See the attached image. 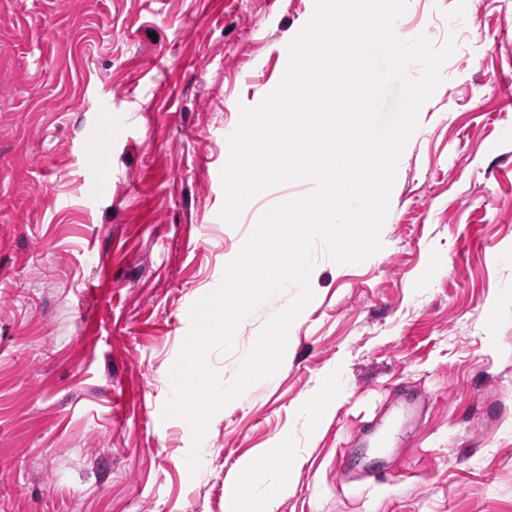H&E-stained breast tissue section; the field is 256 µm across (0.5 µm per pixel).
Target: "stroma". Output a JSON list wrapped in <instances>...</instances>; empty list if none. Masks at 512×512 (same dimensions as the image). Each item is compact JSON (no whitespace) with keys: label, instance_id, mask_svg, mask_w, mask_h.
Masks as SVG:
<instances>
[{"label":"stroma","instance_id":"obj_1","mask_svg":"<svg viewBox=\"0 0 512 512\" xmlns=\"http://www.w3.org/2000/svg\"><path fill=\"white\" fill-rule=\"evenodd\" d=\"M313 13L0 0V512H230L283 435L277 512H512V0H408L405 38L456 49L397 164L380 250L337 263L316 243L279 370L213 415L197 473L191 430L162 416L193 303L269 207L314 190L294 180L220 216L225 139ZM109 124L128 132L101 177L86 150ZM299 296L211 356L223 382ZM336 371L340 395L321 386ZM316 390L323 415H300Z\"/></svg>","mask_w":512,"mask_h":512}]
</instances>
